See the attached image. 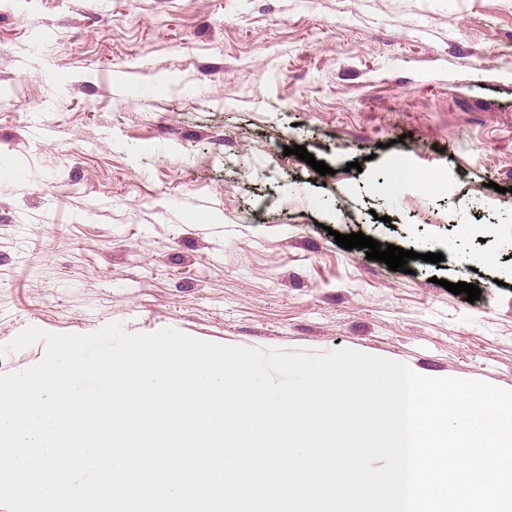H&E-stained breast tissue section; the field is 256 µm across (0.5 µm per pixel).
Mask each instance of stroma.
I'll use <instances>...</instances> for the list:
<instances>
[{"instance_id":"35a3bbf8","label":"stroma","mask_w":512,"mask_h":512,"mask_svg":"<svg viewBox=\"0 0 512 512\" xmlns=\"http://www.w3.org/2000/svg\"><path fill=\"white\" fill-rule=\"evenodd\" d=\"M113 321L512 390V0H0V345Z\"/></svg>"}]
</instances>
